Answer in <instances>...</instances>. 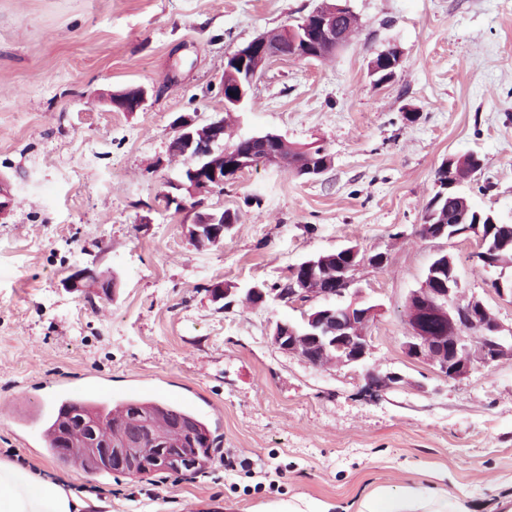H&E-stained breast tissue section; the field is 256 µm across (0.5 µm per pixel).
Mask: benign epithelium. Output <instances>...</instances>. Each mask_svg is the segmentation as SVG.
Returning a JSON list of instances; mask_svg holds the SVG:
<instances>
[{
  "mask_svg": "<svg viewBox=\"0 0 512 512\" xmlns=\"http://www.w3.org/2000/svg\"><path fill=\"white\" fill-rule=\"evenodd\" d=\"M350 12L346 4L337 6L331 15L314 10L304 17L300 30H283L278 40L261 33L229 53L227 58L234 60L242 69L251 57L267 64L283 57L282 47L288 40L292 44L293 57L316 59L318 52L310 50V47L319 35H324L334 46L345 44L346 33L336 30V17ZM256 78L257 75L250 74L245 81L238 83L234 95L230 96L234 104L240 105L247 100ZM109 102L122 112H137L146 103V91L138 89V94L132 99L122 98L116 93ZM172 126L174 136L170 149L189 162L190 179L177 180L168 185V190L162 195L164 208L173 207L178 212L194 213L187 234L196 247L203 249L217 245L224 240V233L231 225L224 223V216L216 210L205 207L202 196L238 179L253 166L254 160L275 163L279 157L273 150H266L257 157L252 151L224 148V116L219 113L205 123L199 122L193 115L181 114L174 119ZM443 171L448 176L443 178L437 199L460 197L454 188L461 179L452 164L444 163ZM420 228L425 230L424 236L428 239L452 240L473 234L479 243L485 240V232L480 225L467 224L461 219L450 226L422 224ZM332 254L344 261V275L336 278L334 288L321 286V277L316 272L317 261L313 258L309 257L293 267L288 300L316 302L324 299L326 303H316L304 313V325L300 330L289 323L277 322L271 342L281 352L298 355L313 366L334 362L342 366L364 367L371 349L367 326L375 316L376 307L357 302L340 304L338 299L351 294L355 272L362 263L380 267L385 263L386 256L377 253L362 258L355 246L338 248ZM100 282L96 271L86 267L72 275L67 287L79 290L88 283ZM460 288L454 258L447 253L440 254L429 267L422 287L408 297L405 308V322L410 331L403 343L405 354L432 365L441 376L454 380L468 376L478 365L494 366L512 360V335H505L506 328L490 313L482 300L476 297L462 298ZM365 379L368 386L376 391H383L399 381L396 375H383L370 369L366 370ZM84 451L99 465L120 471L169 470L187 474L193 472L196 466L188 452L172 457L162 451L146 448L139 441L114 447L112 441L95 436Z\"/></svg>",
  "mask_w": 512,
  "mask_h": 512,
  "instance_id": "obj_1",
  "label": "benign epithelium"
}]
</instances>
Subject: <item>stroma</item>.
Wrapping results in <instances>:
<instances>
[{
  "instance_id": "35a3bbf8",
  "label": "stroma",
  "mask_w": 512,
  "mask_h": 512,
  "mask_svg": "<svg viewBox=\"0 0 512 512\" xmlns=\"http://www.w3.org/2000/svg\"><path fill=\"white\" fill-rule=\"evenodd\" d=\"M321 2L0 0V187L13 202L0 221V454L79 482L91 512H357L374 489L408 485L444 489L465 512L512 500V361L451 380L403 352L405 302L441 253L463 295L512 325V301L491 287L500 269L472 259L475 236L418 232L440 167L470 154L481 173L458 192L512 223V0H348V45L273 60L231 119L239 136L324 149V174L251 167L207 198L238 220L202 250L192 214L160 200L184 166L169 153L173 120L222 112L227 54ZM390 42L402 63L379 84L369 63ZM130 86L149 89L142 110L107 103ZM346 245L387 257L355 274L380 308L366 367H315L272 345L275 323L300 321L306 303L209 294L282 283ZM85 267L114 280V297L67 289ZM368 368L401 380L366 396ZM90 380L116 400L179 401L208 419L219 452L193 476L139 481L59 463L32 431L30 398Z\"/></svg>"
}]
</instances>
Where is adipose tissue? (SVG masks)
Returning <instances> with one entry per match:
<instances>
[{"mask_svg":"<svg viewBox=\"0 0 512 512\" xmlns=\"http://www.w3.org/2000/svg\"><path fill=\"white\" fill-rule=\"evenodd\" d=\"M88 500L21 462L0 456V512H86ZM360 512H462L457 498L426 496L416 486L381 490L365 499Z\"/></svg>","mask_w":512,"mask_h":512,"instance_id":"adipose-tissue-1","label":"adipose tissue"}]
</instances>
